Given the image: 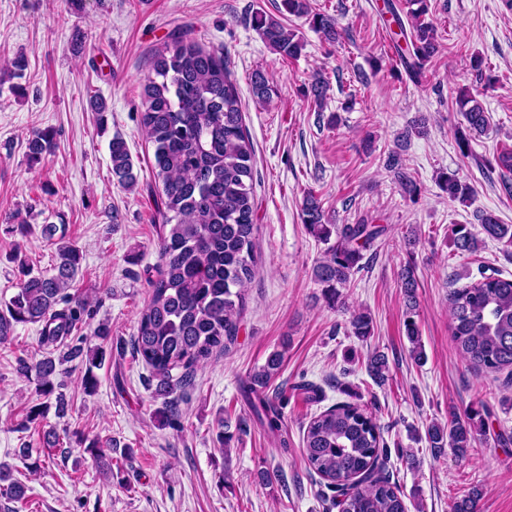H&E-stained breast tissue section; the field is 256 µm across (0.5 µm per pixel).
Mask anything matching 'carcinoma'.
<instances>
[{"label":"carcinoma","mask_w":512,"mask_h":512,"mask_svg":"<svg viewBox=\"0 0 512 512\" xmlns=\"http://www.w3.org/2000/svg\"><path fill=\"white\" fill-rule=\"evenodd\" d=\"M290 16L305 17L324 39L335 42L340 33L336 18L314 12L309 0H281ZM411 30H400L403 41L394 49L416 81L425 65L437 53L439 36L426 20L427 0H408ZM252 25L261 39L283 58L296 59L304 50L303 37L279 19L263 11L252 16ZM255 98L265 103L271 98L268 81L261 73L252 78ZM145 110L140 126L153 147L154 170L161 191L155 200L162 218L158 242L157 275L148 279L150 295L140 312L133 345L157 380L156 393L167 396L186 380L200 362L215 349H227L237 337L245 309V286L260 262L255 250L256 217L253 198V149L245 129L237 87L224 63V55L205 50L183 36L157 51L151 74L143 86ZM468 134L457 139L461 152L469 150V136H480L489 128V116L473 97L459 101ZM50 136L40 132L28 144L29 158L37 161L48 150ZM112 173L128 187L137 175L126 142L119 136L109 145ZM386 167L405 194L414 200L421 188L407 171L400 155L393 152ZM441 189L448 199L465 201L469 185L454 173L440 175ZM301 214L307 231L327 245L322 260L313 269L314 281L322 288L328 305L341 302L342 289L363 269V251L383 231L379 225L361 218L353 224H333L325 215L321 199L312 191L302 201ZM480 230L487 237L512 247V225L502 224L492 213L477 215ZM41 234L57 242L53 273H33L21 265L18 292L0 310V342L7 340L18 324L41 325L43 345L66 341L82 328L86 304L71 299L68 288L82 262L80 251L64 241V226L42 225ZM451 245L460 253L478 250L480 240L467 224H455ZM480 278L448 294L451 309V340L477 374H506L512 386V279L479 272ZM406 297V336L415 363L425 361V353L414 320L416 277L414 268L400 273ZM371 317L359 312L352 318L353 334L371 335ZM85 363L83 389L95 392V369L106 360V350L77 339L68 345L63 359ZM283 353L275 352L265 366L242 383L252 414L268 433L282 436L279 409L263 397L251 399L255 387L269 382L282 363ZM368 373L382 384L388 371L385 357L374 354ZM182 370L173 378L172 371ZM18 370L34 375L36 392L42 399L55 398L58 411L67 408L63 394L56 393L58 375L54 358L45 356L33 363L19 361ZM484 418L475 409L465 418L453 417L448 426L433 424L426 430L432 448L451 449L459 458L468 456ZM386 448L375 417L361 406L340 403L313 416L303 434V451L309 469L316 472L333 492L344 495L343 512H408L398 487L379 473V459ZM0 491L6 498L25 499V485L12 478L11 469L0 464ZM482 490L474 487L452 505V512H474Z\"/></svg>","instance_id":"carcinoma-1"}]
</instances>
